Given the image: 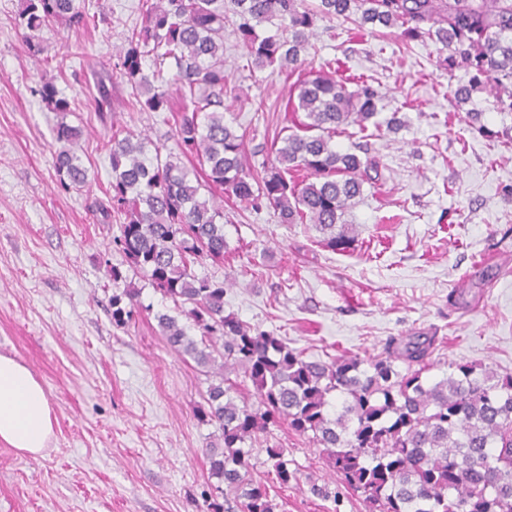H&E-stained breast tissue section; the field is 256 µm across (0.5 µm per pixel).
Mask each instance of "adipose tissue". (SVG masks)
<instances>
[{
  "label": "adipose tissue",
  "instance_id": "obj_1",
  "mask_svg": "<svg viewBox=\"0 0 512 512\" xmlns=\"http://www.w3.org/2000/svg\"><path fill=\"white\" fill-rule=\"evenodd\" d=\"M54 420L46 391L29 368L0 355V443L41 454L52 440Z\"/></svg>",
  "mask_w": 512,
  "mask_h": 512
}]
</instances>
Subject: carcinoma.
Returning a JSON list of instances; mask_svg holds the SVG:
<instances>
[{
	"mask_svg": "<svg viewBox=\"0 0 512 512\" xmlns=\"http://www.w3.org/2000/svg\"><path fill=\"white\" fill-rule=\"evenodd\" d=\"M33 56L40 55L39 33L56 23L85 26L90 16L77 0H23L18 14ZM354 20L397 30L405 40L429 37L470 73L458 88L457 105L487 90L497 109L512 112V0H143L141 26L132 31L115 68L130 86L133 107L163 112L173 85L187 105L175 125L178 151H162L140 134L115 131L109 141L112 182L104 219L123 217L115 249L149 284L169 297L201 330L187 335L179 320L157 315L161 335L179 353L208 369L200 417L221 432L222 447L208 449L216 495H234L239 512H275L268 487L248 477V441L283 420L327 452L330 466L362 497L366 512H512V375L500 376L473 364H449L448 375L422 379L434 339H418L403 349L367 362L337 358L313 362L282 339L258 332L224 314L226 281L195 273L203 258H224V204L201 198L211 186L229 198L268 207L283 224L308 222L332 251L352 248L344 216L362 195L363 185L379 179L375 159L336 151L332 137L350 125L362 128L377 115L378 91L368 83L351 90L328 64L312 68L291 89V112L306 113L300 131L276 137L275 157L263 174L246 163L244 136L224 121V95L232 93L224 72V24L235 32L258 69L278 66L293 75L306 64L310 38L323 19ZM277 24L264 35L258 27ZM151 56L170 63L148 74ZM35 93L54 112L71 102L45 81ZM80 131L58 125L60 144L54 168L64 190L80 189L86 168L73 149ZM190 155L204 175L190 176L182 158ZM127 288L112 295V321L124 326L136 301ZM223 341L222 349L216 348ZM406 364L401 371L396 362ZM242 371L257 405L235 403ZM267 460L280 484L294 478L284 449L269 445Z\"/></svg>",
	"mask_w": 512,
	"mask_h": 512,
	"instance_id": "cac0c4a2",
	"label": "carcinoma"
}]
</instances>
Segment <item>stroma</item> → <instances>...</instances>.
<instances>
[{
	"label": "stroma",
	"mask_w": 512,
	"mask_h": 512,
	"mask_svg": "<svg viewBox=\"0 0 512 512\" xmlns=\"http://www.w3.org/2000/svg\"><path fill=\"white\" fill-rule=\"evenodd\" d=\"M86 2L94 21L44 30L36 59L15 26L21 0H0V353L30 369L56 419L42 455L0 444V512H206L214 480L205 450L221 436L196 411L210 378L166 344L156 316L174 304L140 276H127L140 308L126 327L113 325L112 295L123 287L109 269L126 261L112 247L116 221L94 206L112 179L113 130L174 147L185 102L172 96L166 112L131 106V89L113 70L141 22V2ZM347 28L320 21L310 56L381 93L376 125L349 126L333 140L340 151L368 145L383 174L345 216L354 249L331 251L314 225L279 223L272 209L245 207L217 187L228 250L195 271L229 279L225 312L308 361L369 359L423 334L435 339L425 380L452 363L512 374V261L498 257L512 253V112L498 111L485 90L456 109L453 94L470 75L444 66L447 52L434 40L405 45L387 29L354 39ZM224 71L241 94L224 119L261 172L274 135L291 124L293 80L252 68L229 27ZM107 75L112 111L103 120L96 101ZM45 81L70 111H51L35 95ZM395 112L406 125L393 133L385 123ZM471 112L485 132L470 127ZM61 122L82 132L87 185L79 192L57 185L53 130ZM270 442L296 472L288 484L270 473ZM325 457L282 422L254 441L250 474L267 484L276 512H365Z\"/></svg>",
	"instance_id": "1"
}]
</instances>
